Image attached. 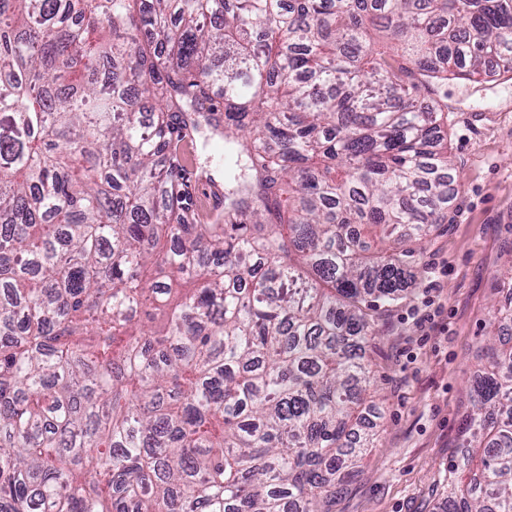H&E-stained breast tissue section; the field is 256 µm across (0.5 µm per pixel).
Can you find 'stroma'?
I'll return each mask as SVG.
<instances>
[{
    "mask_svg": "<svg viewBox=\"0 0 512 512\" xmlns=\"http://www.w3.org/2000/svg\"><path fill=\"white\" fill-rule=\"evenodd\" d=\"M456 169L454 200L416 256V284L375 315L370 392L380 408L377 440L336 496V512H435L448 463L486 365L492 307L512 295V78L498 74L445 86ZM208 130L176 141L184 204L211 223L205 185L223 169Z\"/></svg>",
    "mask_w": 512,
    "mask_h": 512,
    "instance_id": "stroma-1",
    "label": "stroma"
}]
</instances>
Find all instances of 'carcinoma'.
I'll list each match as a JSON object with an SVG mask.
<instances>
[{
  "label": "carcinoma",
  "mask_w": 512,
  "mask_h": 512,
  "mask_svg": "<svg viewBox=\"0 0 512 512\" xmlns=\"http://www.w3.org/2000/svg\"><path fill=\"white\" fill-rule=\"evenodd\" d=\"M491 65L512 0H0V512H336L369 311L448 217L441 90ZM202 123L222 224L171 163ZM484 355L437 512H512Z\"/></svg>",
  "instance_id": "cac0c4a2"
}]
</instances>
